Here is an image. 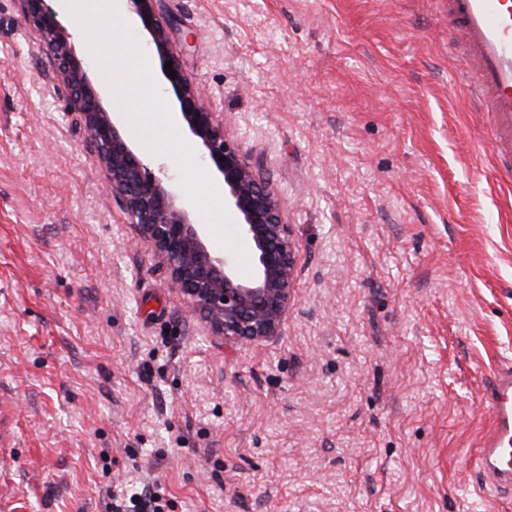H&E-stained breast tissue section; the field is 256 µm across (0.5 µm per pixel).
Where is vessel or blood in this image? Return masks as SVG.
I'll use <instances>...</instances> for the list:
<instances>
[{
    "instance_id": "obj_1",
    "label": "vessel or blood",
    "mask_w": 512,
    "mask_h": 512,
    "mask_svg": "<svg viewBox=\"0 0 512 512\" xmlns=\"http://www.w3.org/2000/svg\"><path fill=\"white\" fill-rule=\"evenodd\" d=\"M448 19L463 32L462 58L478 75L481 102L494 113L491 143L512 156V0H448ZM491 426L480 440L477 494L512 491V362L498 364L483 395Z\"/></svg>"
}]
</instances>
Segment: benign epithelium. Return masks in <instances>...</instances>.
I'll use <instances>...</instances> for the list:
<instances>
[{
    "mask_svg": "<svg viewBox=\"0 0 512 512\" xmlns=\"http://www.w3.org/2000/svg\"><path fill=\"white\" fill-rule=\"evenodd\" d=\"M50 0H22L24 20L41 37L66 92L68 111L78 115L86 146L104 174V182L127 223L148 243L158 268L192 312L207 323L210 335L226 344L271 343L282 335L294 298L298 256L292 227L277 193L252 165L239 140L224 126L220 113L203 100L171 44L175 21L160 18L161 0H121L149 36L147 48L161 63L166 85L178 103V120L201 149V161L224 184V202L240 218V228L254 250L252 275L241 278L235 264L206 241L203 225L168 188L162 171L154 172L123 133L121 115L105 104L103 86L92 64L79 57ZM175 75H170V71ZM225 161H219V158Z\"/></svg>",
    "mask_w": 512,
    "mask_h": 512,
    "instance_id": "obj_1",
    "label": "benign epithelium"
}]
</instances>
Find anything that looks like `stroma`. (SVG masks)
<instances>
[{
    "label": "stroma",
    "mask_w": 512,
    "mask_h": 512,
    "mask_svg": "<svg viewBox=\"0 0 512 512\" xmlns=\"http://www.w3.org/2000/svg\"><path fill=\"white\" fill-rule=\"evenodd\" d=\"M278 190L299 271L278 342L189 313L108 193L20 0H0V512H463L512 358V160L448 53V0H161ZM127 137L251 275L253 248L127 14L60 12Z\"/></svg>",
    "instance_id": "35a3bbf8"
}]
</instances>
